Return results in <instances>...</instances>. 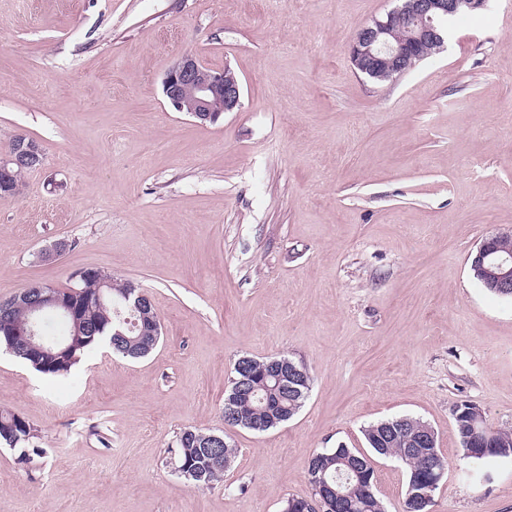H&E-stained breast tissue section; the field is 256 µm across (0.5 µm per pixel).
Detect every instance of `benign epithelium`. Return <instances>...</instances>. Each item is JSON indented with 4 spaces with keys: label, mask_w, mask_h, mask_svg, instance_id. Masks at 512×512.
Wrapping results in <instances>:
<instances>
[{
    "label": "benign epithelium",
    "mask_w": 512,
    "mask_h": 512,
    "mask_svg": "<svg viewBox=\"0 0 512 512\" xmlns=\"http://www.w3.org/2000/svg\"><path fill=\"white\" fill-rule=\"evenodd\" d=\"M487 0H403L400 7L384 17L373 20L356 35L350 58L355 69L372 78L401 75L413 66V60L423 59L421 51L428 47H443L447 32L442 20L446 16L466 14L486 6ZM407 23L408 35L396 32V24ZM163 93L172 106L185 112L200 123L215 122L224 112L240 107L241 87L229 67L215 71L205 67L192 54H185L167 70L163 79ZM41 152L37 141L25 136L13 139L12 150L0 158V178L10 176L12 164H19ZM512 238V231L489 235L480 242L471 261L474 273L494 288L512 293V252L499 245L503 237ZM79 290H61L46 284H31L22 289L19 301L31 313L26 327L18 337L26 346V355L37 360L62 354L69 339L63 337L46 342L37 330V321L48 311L63 318H75L76 308L66 294ZM461 416L467 418L472 430L469 454L483 456L485 441L480 425L484 421L482 410L473 404H464Z\"/></svg>",
    "instance_id": "1"
}]
</instances>
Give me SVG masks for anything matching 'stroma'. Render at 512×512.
Returning a JSON list of instances; mask_svg holds the SVG:
<instances>
[{"label": "stroma", "mask_w": 512, "mask_h": 512, "mask_svg": "<svg viewBox=\"0 0 512 512\" xmlns=\"http://www.w3.org/2000/svg\"><path fill=\"white\" fill-rule=\"evenodd\" d=\"M394 4L0 0V156L26 136L45 159L0 199V301L98 268L146 289L162 326L144 358L100 344L57 378L0 350V410L45 450L0 446V512H281L315 451L366 450L364 427L401 416L448 460L432 512H512V461L468 476L454 422L468 402L512 429V298L471 270L512 231V0L381 82L349 48ZM186 53L232 69L237 111L202 125L170 107ZM244 355L309 369L293 419L225 427ZM187 428L237 448L220 484L176 472ZM374 469L404 512L405 468Z\"/></svg>", "instance_id": "stroma-1"}]
</instances>
